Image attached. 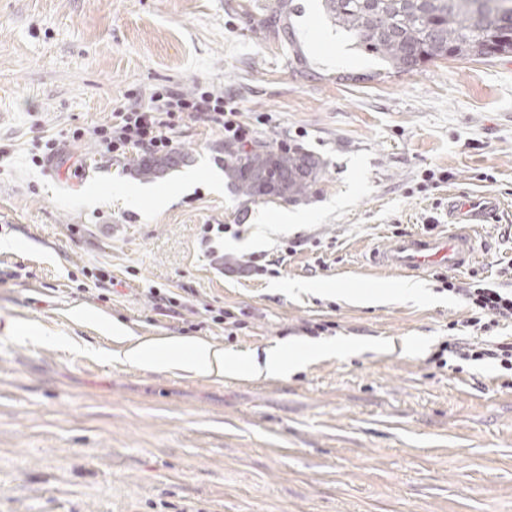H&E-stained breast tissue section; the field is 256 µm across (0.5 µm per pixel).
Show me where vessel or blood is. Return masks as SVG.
Wrapping results in <instances>:
<instances>
[{
	"label": "vessel or blood",
	"instance_id": "vessel-or-blood-1",
	"mask_svg": "<svg viewBox=\"0 0 512 512\" xmlns=\"http://www.w3.org/2000/svg\"><path fill=\"white\" fill-rule=\"evenodd\" d=\"M500 207V201L487 195L452 200L448 207L447 233L396 237L384 248L372 251L370 261L403 276H420L431 266L453 271L465 269L476 259V225L488 223Z\"/></svg>",
	"mask_w": 512,
	"mask_h": 512
}]
</instances>
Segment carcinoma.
<instances>
[{
    "label": "carcinoma",
    "mask_w": 512,
    "mask_h": 512,
    "mask_svg": "<svg viewBox=\"0 0 512 512\" xmlns=\"http://www.w3.org/2000/svg\"><path fill=\"white\" fill-rule=\"evenodd\" d=\"M324 9L359 48L397 72L448 56L512 52V0H324ZM225 153V176L250 200L295 201L324 169V162L309 152L263 141L248 151L228 148ZM134 167L137 176L155 179L174 165L140 159Z\"/></svg>",
    "instance_id": "1"
}]
</instances>
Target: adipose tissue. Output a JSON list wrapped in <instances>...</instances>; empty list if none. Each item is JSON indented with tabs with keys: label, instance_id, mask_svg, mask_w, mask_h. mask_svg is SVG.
<instances>
[{
	"label": "adipose tissue",
	"instance_id": "1",
	"mask_svg": "<svg viewBox=\"0 0 512 512\" xmlns=\"http://www.w3.org/2000/svg\"><path fill=\"white\" fill-rule=\"evenodd\" d=\"M308 355V350L303 348L286 353L275 347L261 358L253 355L238 357L225 352L223 347L204 341L174 338L161 351L155 345L140 344L126 352L124 360L150 370L166 358L174 361L177 367L201 376L246 374L259 378L284 374L290 363L306 360Z\"/></svg>",
	"mask_w": 512,
	"mask_h": 512
}]
</instances>
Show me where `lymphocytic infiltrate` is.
<instances>
[{
  "instance_id": "lymphocytic-infiltrate-1",
  "label": "lymphocytic infiltrate",
  "mask_w": 512,
  "mask_h": 512,
  "mask_svg": "<svg viewBox=\"0 0 512 512\" xmlns=\"http://www.w3.org/2000/svg\"><path fill=\"white\" fill-rule=\"evenodd\" d=\"M236 100L227 99L210 90L186 94L173 87L153 93L148 106L128 103L112 110L109 120L90 130L77 129L73 139L91 137L103 153L120 156L130 150L143 151L153 158L167 156L175 146V134L184 119L192 118L210 125L225 138L242 143L255 134L252 124L241 118ZM452 294L461 296L468 307L464 327L490 332L500 324L512 323V289L474 279L468 282L448 281ZM472 362H489L512 372V340H492L478 345L459 337L450 338L439 347L436 360L445 355Z\"/></svg>"
}]
</instances>
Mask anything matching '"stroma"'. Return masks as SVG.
I'll return each mask as SVG.
<instances>
[{"label": "stroma", "instance_id": "35a3bbf8", "mask_svg": "<svg viewBox=\"0 0 512 512\" xmlns=\"http://www.w3.org/2000/svg\"><path fill=\"white\" fill-rule=\"evenodd\" d=\"M168 86L235 99L257 140L319 156L322 177L296 202L247 200L223 135L193 119L185 163L149 182L137 151L69 140ZM50 138L61 152L38 167ZM465 195L504 209L460 279L512 285V53L393 72L322 0H0V268L25 273L0 284V512H512V386L432 359L464 301L436 269L408 295L368 261L446 232ZM205 224L232 225L222 257ZM293 241L278 276H243L250 254ZM93 266L111 301L83 291ZM153 286L244 326L158 315ZM175 337L344 350L265 379L110 358ZM201 310L207 318L211 321V323L218 328L226 330L224 325H232L236 329L243 328L242 325L244 322L242 320L237 319L235 314L228 309H224L223 307H215L210 304H200ZM230 319H234L233 321H229Z\"/></svg>", "mask_w": 512, "mask_h": 512}]
</instances>
